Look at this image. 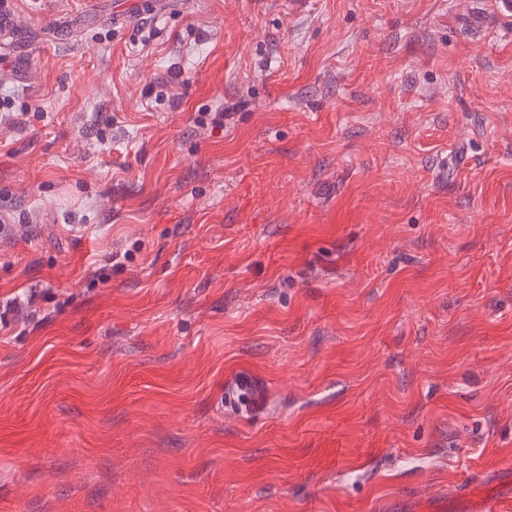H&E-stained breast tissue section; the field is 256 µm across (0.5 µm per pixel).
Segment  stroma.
<instances>
[{
  "instance_id": "stroma-1",
  "label": "stroma",
  "mask_w": 512,
  "mask_h": 512,
  "mask_svg": "<svg viewBox=\"0 0 512 512\" xmlns=\"http://www.w3.org/2000/svg\"><path fill=\"white\" fill-rule=\"evenodd\" d=\"M9 5L0 300L40 295L0 335V512H448L507 479L503 0Z\"/></svg>"
}]
</instances>
